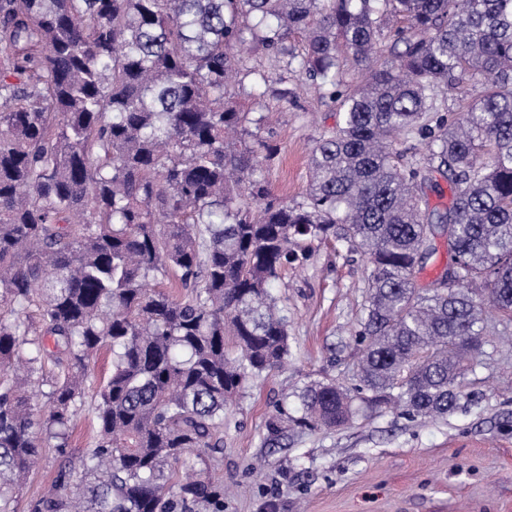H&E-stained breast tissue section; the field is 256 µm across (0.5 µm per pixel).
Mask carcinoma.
<instances>
[{
  "label": "carcinoma",
  "mask_w": 512,
  "mask_h": 512,
  "mask_svg": "<svg viewBox=\"0 0 512 512\" xmlns=\"http://www.w3.org/2000/svg\"><path fill=\"white\" fill-rule=\"evenodd\" d=\"M260 52L340 108L299 201L272 191L273 128L240 102L261 97L245 85ZM348 61L360 79L338 91ZM463 84L479 95L455 111ZM413 136L422 160L398 149ZM440 238L448 264L421 285ZM332 242L370 268L358 385L308 383L297 416L280 399L273 445L290 422L391 405L446 417L485 313H512V0H0V512L46 448L64 461L28 512H224L203 476L224 407L288 360L270 285ZM94 379L86 399L85 411L78 417L69 447V456L77 463L85 448H90L94 441L95 430L90 408V396L97 389L100 382L105 380L111 371V354L106 349L99 351L91 364Z\"/></svg>",
  "instance_id": "carcinoma-1"
}]
</instances>
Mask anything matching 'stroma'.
<instances>
[{
	"label": "stroma",
	"mask_w": 512,
	"mask_h": 512,
	"mask_svg": "<svg viewBox=\"0 0 512 512\" xmlns=\"http://www.w3.org/2000/svg\"><path fill=\"white\" fill-rule=\"evenodd\" d=\"M249 65L266 79L255 109L272 114L280 148L267 179L276 194L300 198L310 152L340 116L285 58L259 54ZM368 274L359 252L327 245L272 285L290 357L224 410V449L208 466L227 489L224 512H512V319L496 313L465 379L474 398L446 419L413 420L398 406L333 430L288 431L285 448L267 442L266 421L284 395L314 379L355 383L352 333Z\"/></svg>",
	"instance_id": "stroma-1"
}]
</instances>
